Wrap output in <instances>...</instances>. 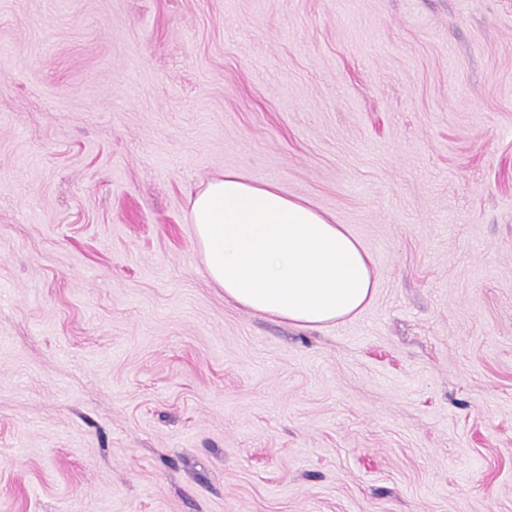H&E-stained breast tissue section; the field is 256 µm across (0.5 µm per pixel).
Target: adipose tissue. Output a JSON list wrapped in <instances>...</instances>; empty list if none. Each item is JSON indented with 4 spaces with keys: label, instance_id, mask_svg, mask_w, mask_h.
Segmentation results:
<instances>
[{
    "label": "adipose tissue",
    "instance_id": "obj_1",
    "mask_svg": "<svg viewBox=\"0 0 512 512\" xmlns=\"http://www.w3.org/2000/svg\"><path fill=\"white\" fill-rule=\"evenodd\" d=\"M188 221L225 300L305 328L356 316L380 273L341 224L273 183L228 171L192 200Z\"/></svg>",
    "mask_w": 512,
    "mask_h": 512
}]
</instances>
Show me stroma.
Here are the masks:
<instances>
[{
	"mask_svg": "<svg viewBox=\"0 0 512 512\" xmlns=\"http://www.w3.org/2000/svg\"><path fill=\"white\" fill-rule=\"evenodd\" d=\"M227 171L357 316L225 301ZM0 512H512V0H0ZM205 272L224 299L305 328L356 316L380 273L342 224L274 183L227 171L192 199Z\"/></svg>",
	"mask_w": 512,
	"mask_h": 512,
	"instance_id": "1",
	"label": "stroma"
}]
</instances>
